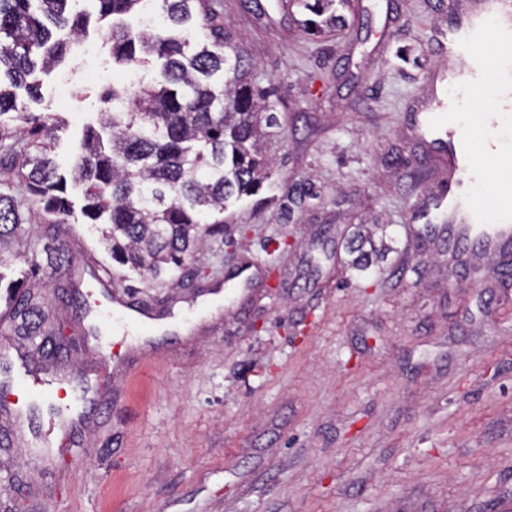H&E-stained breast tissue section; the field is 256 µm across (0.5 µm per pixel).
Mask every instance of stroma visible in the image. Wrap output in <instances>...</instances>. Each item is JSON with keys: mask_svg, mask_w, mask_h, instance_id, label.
Masks as SVG:
<instances>
[{"mask_svg": "<svg viewBox=\"0 0 512 512\" xmlns=\"http://www.w3.org/2000/svg\"><path fill=\"white\" fill-rule=\"evenodd\" d=\"M215 7L254 81L281 97L262 142L275 167L266 201L230 207V236L190 260L184 287L115 276L143 303L175 307L182 328L154 337L150 364L92 404L85 365L132 348L95 335L93 264L112 258L81 212L64 224L26 215L0 282L26 275L45 242L63 248L64 268L28 305L77 342L50 355L42 337L0 335L10 362L66 377L81 429L48 457L29 424L0 449V512H512V280L486 257L456 274L447 240L412 220L437 177L407 127L439 62L437 0H350L344 25L319 34L294 0ZM104 29L90 24L95 56L40 77L32 110L56 118L64 168L104 110ZM307 179L319 198L285 220L277 196ZM363 224L392 251L359 275L347 243ZM246 260L265 274L247 301L230 288L219 314L186 308Z\"/></svg>", "mask_w": 512, "mask_h": 512, "instance_id": "1", "label": "stroma"}]
</instances>
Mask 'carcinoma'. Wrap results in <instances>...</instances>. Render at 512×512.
I'll return each instance as SVG.
<instances>
[{"label":"carcinoma","mask_w":512,"mask_h":512,"mask_svg":"<svg viewBox=\"0 0 512 512\" xmlns=\"http://www.w3.org/2000/svg\"><path fill=\"white\" fill-rule=\"evenodd\" d=\"M78 0H0V117L27 129L20 152L0 133V166L21 161L18 172L32 195L31 208L63 224L72 211L68 185L82 188V215L100 225V242L119 266L152 279L187 277V262L206 241L230 231L224 210L257 194L271 161L259 150L264 129L278 125L272 88L250 78L242 43L216 21L210 0H95L106 30L112 65L156 72L101 95L122 108L101 113L100 126L84 131V147L68 170L50 156V118L34 114L40 101L37 69L49 71L72 55V42L87 17ZM314 0L317 33L343 22L336 4ZM25 92L18 97L16 90ZM317 196L311 181L296 183L281 208L289 214ZM16 198L0 192V252L22 231ZM351 266L366 271L382 259L371 237L357 234L348 246ZM25 281L7 293L15 317L29 325Z\"/></svg>","instance_id":"obj_1"}]
</instances>
